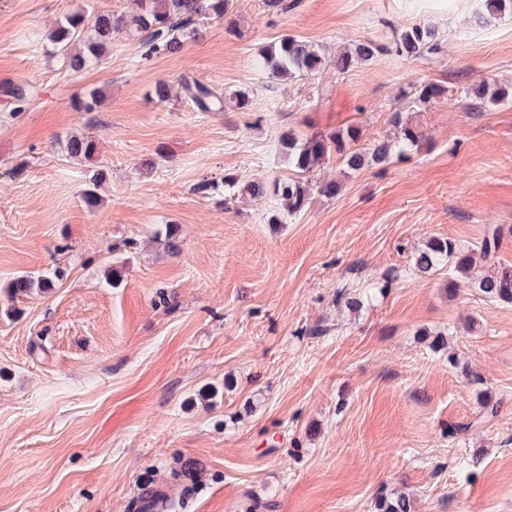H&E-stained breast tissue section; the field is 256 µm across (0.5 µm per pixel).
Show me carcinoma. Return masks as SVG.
Returning <instances> with one entry per match:
<instances>
[{
	"label": "carcinoma",
	"mask_w": 512,
	"mask_h": 512,
	"mask_svg": "<svg viewBox=\"0 0 512 512\" xmlns=\"http://www.w3.org/2000/svg\"><path fill=\"white\" fill-rule=\"evenodd\" d=\"M135 8L129 15L100 13L94 26L89 27L81 12L67 14L49 33L48 40L58 52L70 59L71 66L81 70L99 63L105 56L107 46L118 35L131 32L142 38L146 53H177L185 43L199 38L205 25L219 21L229 13L233 0H133ZM488 18L512 17V0H484ZM397 53L408 58H418L435 50V33L428 26L416 25L400 34L396 42ZM381 46L368 39L355 44L336 57V66L347 72L354 66L365 63L380 52ZM261 67L273 79L292 80L301 76L318 74L323 66V55L290 35L261 54ZM182 87L189 98L204 112H222L226 102L243 109L248 105V94L233 91L228 96H220L208 86L188 80ZM414 103L423 105L435 102L445 96L446 89L437 83H424L411 86ZM471 95L485 103L498 104L512 101V90L506 87L491 88L481 85ZM391 123L397 129L394 140H376L371 144L362 142V129L358 124H350L343 129L330 132H316L301 139L295 136L281 138V146L288 154L297 176L287 180H276L271 186L237 178H224V185L241 194L265 196L267 193L282 199L293 215L303 211L310 200L313 188L305 181L307 175L315 172L336 157L348 170L356 172L365 167L383 166L391 162L395 152L422 144V134L413 125L403 121L401 113L392 116ZM65 152L73 158H91L98 150V143L91 137L72 136L65 141ZM496 241L488 238L481 243L480 251L465 250L454 240L432 239L425 249L413 258L414 269L432 275L444 268H450L460 279H465L484 295L500 302L512 304V269L496 273H483L477 270L476 257L485 262L493 259L492 249ZM61 274L51 278L46 275L22 274L15 278L10 288L16 295H28L56 287L55 281ZM378 512H412L409 498L397 495L378 501Z\"/></svg>",
	"instance_id": "cac0c4a2"
}]
</instances>
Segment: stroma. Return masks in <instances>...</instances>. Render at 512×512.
Masks as SVG:
<instances>
[{"label": "stroma", "mask_w": 512, "mask_h": 512, "mask_svg": "<svg viewBox=\"0 0 512 512\" xmlns=\"http://www.w3.org/2000/svg\"><path fill=\"white\" fill-rule=\"evenodd\" d=\"M288 2L236 0L175 54L122 35L76 71L53 25L132 0H0V512H127L178 472L174 512H376L399 492L414 512H512V305L412 266L429 240L476 249L497 228L491 267L512 269V103L461 95L512 83V20L482 23L481 0ZM419 24L437 50L400 56ZM286 33L321 51L318 79L258 67ZM367 39L383 52L336 71ZM184 78L249 104L201 111ZM429 82L452 97L408 107ZM93 88L99 109L78 111ZM396 112L423 145L357 172L330 160L314 178L340 192L299 214L195 189L293 176L290 133L394 138ZM73 135L97 155L69 158ZM56 270L55 288H10Z\"/></svg>", "instance_id": "obj_1"}]
</instances>
